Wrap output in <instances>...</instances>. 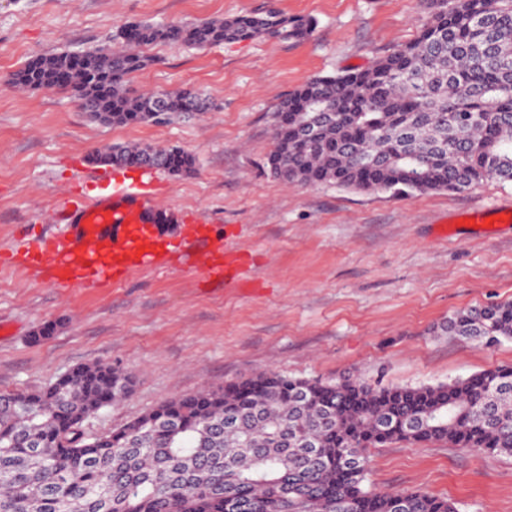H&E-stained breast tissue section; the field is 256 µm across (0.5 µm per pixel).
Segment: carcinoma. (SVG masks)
<instances>
[{"mask_svg": "<svg viewBox=\"0 0 512 512\" xmlns=\"http://www.w3.org/2000/svg\"><path fill=\"white\" fill-rule=\"evenodd\" d=\"M420 35L364 69L318 75L273 112L267 167L288 184L391 195L512 183V0H423ZM313 23L275 7L194 24L138 22L110 45L33 58L13 74L72 95L104 124L159 122L213 104L190 90L131 96L138 48L299 41ZM96 163L192 167L178 150L115 145ZM442 333L512 340V301L461 310ZM132 377L75 367L33 393L0 391V512H458L421 491L367 487L370 449L444 442L512 456V366L436 385L383 387L265 372L165 402L108 432L83 424Z\"/></svg>", "mask_w": 512, "mask_h": 512, "instance_id": "carcinoma-1", "label": "carcinoma"}]
</instances>
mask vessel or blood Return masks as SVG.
<instances>
[{
  "label": "vessel or blood",
  "instance_id": "obj_1",
  "mask_svg": "<svg viewBox=\"0 0 512 512\" xmlns=\"http://www.w3.org/2000/svg\"><path fill=\"white\" fill-rule=\"evenodd\" d=\"M159 169L106 184L92 200L67 199L52 216L59 231L22 252L20 264L57 288H111L141 270L163 271L179 263L206 280L231 285L238 257L200 213L164 201Z\"/></svg>",
  "mask_w": 512,
  "mask_h": 512
}]
</instances>
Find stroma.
<instances>
[{
	"label": "stroma",
	"instance_id": "obj_1",
	"mask_svg": "<svg viewBox=\"0 0 512 512\" xmlns=\"http://www.w3.org/2000/svg\"><path fill=\"white\" fill-rule=\"evenodd\" d=\"M273 1L312 20V33L202 50L157 43L143 49L151 65L126 81L132 93L193 89L211 112L108 126L68 94L10 80L31 58L109 43L126 23L232 18ZM424 17L420 0H0V391L44 388L80 364L130 374L129 394L85 423L91 435L264 371L419 386L512 365V341L484 347L432 333L460 309L512 300V222L464 218L469 207L512 199V184L402 197L286 185L265 168L282 98L314 76L371 66L414 40ZM113 145L190 155L191 173H163L166 200L206 212L247 273L224 287L173 267L88 292L12 264L51 230L65 189L100 193L80 166ZM368 470L381 491L421 490L459 512H512V456L396 442L372 449Z\"/></svg>",
	"mask_w": 512,
	"mask_h": 512
}]
</instances>
